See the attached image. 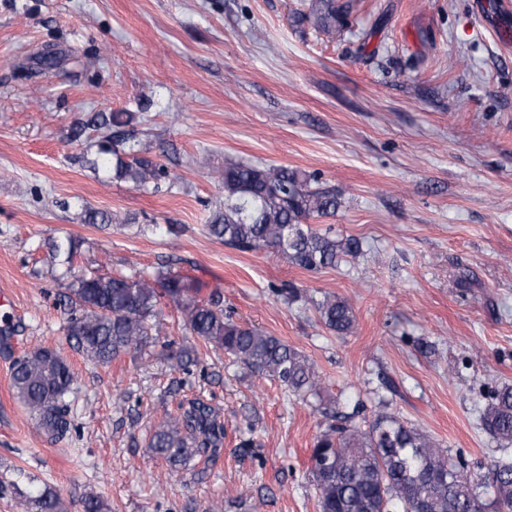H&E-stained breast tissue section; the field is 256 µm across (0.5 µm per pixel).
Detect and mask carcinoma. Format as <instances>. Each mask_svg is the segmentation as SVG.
<instances>
[{
    "instance_id": "obj_1",
    "label": "carcinoma",
    "mask_w": 512,
    "mask_h": 512,
    "mask_svg": "<svg viewBox=\"0 0 512 512\" xmlns=\"http://www.w3.org/2000/svg\"><path fill=\"white\" fill-rule=\"evenodd\" d=\"M312 22L336 35L341 20L332 0H314ZM130 121L128 113H112L114 176L138 186L156 183L167 176L164 165L145 158L123 159L131 155L123 149L124 127ZM220 179L224 207L213 212L208 230L224 244L241 251L269 248L307 271L334 267L344 256L362 254L359 239H339L307 224L312 217L334 213L338 198L331 189L311 186L304 172L229 162ZM57 250L66 254V273L73 278V287L58 299L68 311L66 336L86 360L108 365L141 348L157 331L162 307L171 304L192 335L223 350L233 362L303 397L319 396L322 377L299 350L235 322L224 314L220 298L198 299L199 289L185 277L161 270L135 278L88 275L74 268L72 247L59 245ZM316 311L338 336L355 328L353 308L335 296L324 297ZM177 359L186 374L198 365L197 353L188 347L177 351ZM71 381L69 364L53 347H37L13 363L16 396L50 439L73 429L67 400ZM357 414L335 413L334 423L312 448L309 475L319 512H512V457L493 458L475 471L464 460L436 450L428 435L398 416L380 414L364 429L354 421ZM481 422L493 438L512 445V385L494 390ZM149 447L173 468H186L198 457L212 460L224 447V422L208 400L187 398L176 415L154 429ZM485 485L492 491L489 499L480 493ZM16 492L23 512H65L59 494L49 488Z\"/></svg>"
}]
</instances>
